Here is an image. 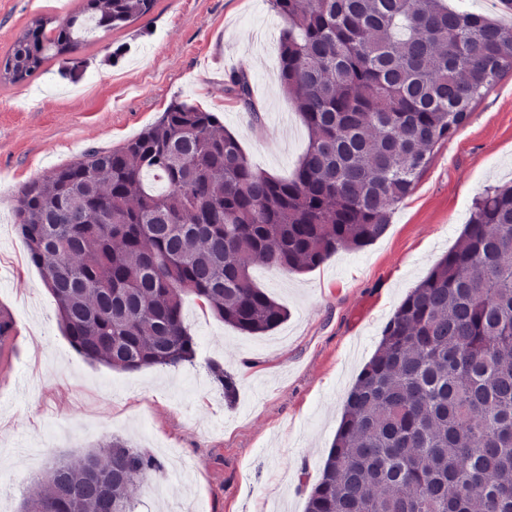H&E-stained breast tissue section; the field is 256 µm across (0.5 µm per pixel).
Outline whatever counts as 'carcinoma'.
I'll return each instance as SVG.
<instances>
[{
	"label": "carcinoma",
	"mask_w": 512,
	"mask_h": 512,
	"mask_svg": "<svg viewBox=\"0 0 512 512\" xmlns=\"http://www.w3.org/2000/svg\"><path fill=\"white\" fill-rule=\"evenodd\" d=\"M155 0H86L65 25L37 16L0 59V84L33 76ZM282 91L309 132L292 173L253 169L208 110L176 100L134 139L28 184L17 232L59 323L91 362L135 371L195 356L193 295L225 324L270 331L287 312L254 286L256 262L300 273L381 237L442 141L512 71V25L445 0H270ZM229 90L261 115L243 70ZM154 174L166 189L146 182ZM232 400L236 385L215 366ZM163 469L121 438L42 478L22 512H135ZM305 512H512V185L474 204L462 242L387 322L350 389Z\"/></svg>",
	"instance_id": "obj_1"
}]
</instances>
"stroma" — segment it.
<instances>
[{"label": "stroma", "mask_w": 512, "mask_h": 512, "mask_svg": "<svg viewBox=\"0 0 512 512\" xmlns=\"http://www.w3.org/2000/svg\"><path fill=\"white\" fill-rule=\"evenodd\" d=\"M84 5L0 0V56L33 17L60 25ZM286 26L270 0H156L148 14L90 34L73 76L54 59L0 85V307L14 321L0 351V512H21L32 480L55 462L107 454L116 437L163 464L134 489L136 512H304L347 393L386 323L457 243L484 190L512 182L509 72L437 145L382 237L302 274L254 267V283L288 311L280 326L249 336L189 298L192 362L127 372L86 360L17 233L22 189L88 150L135 138L177 98L215 112L253 168L290 174L308 132L280 88ZM240 69L258 130L228 90ZM214 364L233 375V401Z\"/></svg>", "instance_id": "35a3bbf8"}]
</instances>
